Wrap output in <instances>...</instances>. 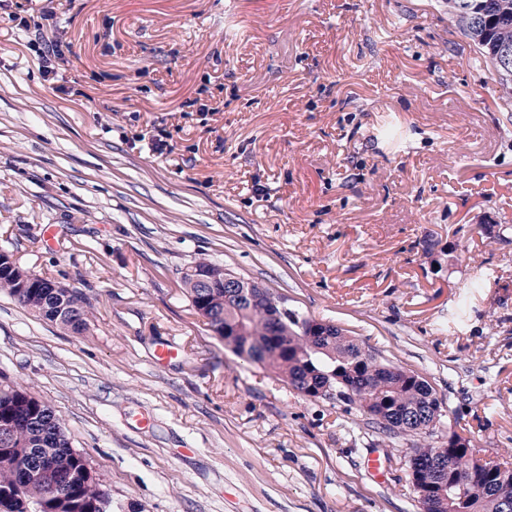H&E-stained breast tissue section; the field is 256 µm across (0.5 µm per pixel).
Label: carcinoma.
<instances>
[{"instance_id":"1","label":"carcinoma","mask_w":512,"mask_h":512,"mask_svg":"<svg viewBox=\"0 0 512 512\" xmlns=\"http://www.w3.org/2000/svg\"><path fill=\"white\" fill-rule=\"evenodd\" d=\"M448 16L474 47L494 79L505 85L512 82V62L505 66L502 53L512 49V0H445ZM26 276L31 287H19ZM195 310H200L197 288L182 277ZM54 281L21 267L0 268V290L17 300L36 316L78 333L89 330L90 305L79 292L51 288ZM278 302L268 288L253 283L252 298L237 300L224 295L222 288L206 291L202 317L208 327L239 329L231 351L243 360L260 364L282 376L298 393L313 383L327 380L344 393L341 401L360 414L371 417L379 427L411 440L409 468L415 494L431 487L436 496L422 501L424 512H507L512 504V474L479 490L480 482L448 489L439 485L440 472L428 462L440 457L433 442L441 413L434 412L436 392L419 375L377 359L344 333L307 336L290 333L275 338V324L267 317ZM471 440L446 454L448 469L465 479L471 469ZM47 462L66 482L62 497L53 495L45 480L31 473L35 462ZM108 491L92 474L83 453L73 448L65 426L51 421L50 409L25 389L0 387V502L9 512H27L38 504L40 512H103L101 503Z\"/></svg>"}]
</instances>
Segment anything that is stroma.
I'll return each mask as SVG.
<instances>
[{"mask_svg": "<svg viewBox=\"0 0 512 512\" xmlns=\"http://www.w3.org/2000/svg\"><path fill=\"white\" fill-rule=\"evenodd\" d=\"M57 8L0 0V252L92 328L0 290V384L63 417L112 512H420L408 438L225 348L181 284L201 257L419 374L440 437L512 462V85L443 0ZM33 11L64 50L47 79ZM14 264L16 267L14 270L9 266L1 268L0 290L7 291L11 297L37 317L69 330L71 320L63 319L59 322L57 315L54 314V311H57L55 308L59 307L61 317L65 314L76 317L77 324L73 326L74 331L83 334L89 330L90 305L81 293L65 288L59 283L51 288V285L55 284L54 280L33 273L29 274L30 272L25 271L15 262ZM22 274L32 281L30 288H25L26 282L21 284L22 288H19V279ZM54 291L57 294H54Z\"/></svg>", "mask_w": 512, "mask_h": 512, "instance_id": "obj_1", "label": "stroma"}]
</instances>
